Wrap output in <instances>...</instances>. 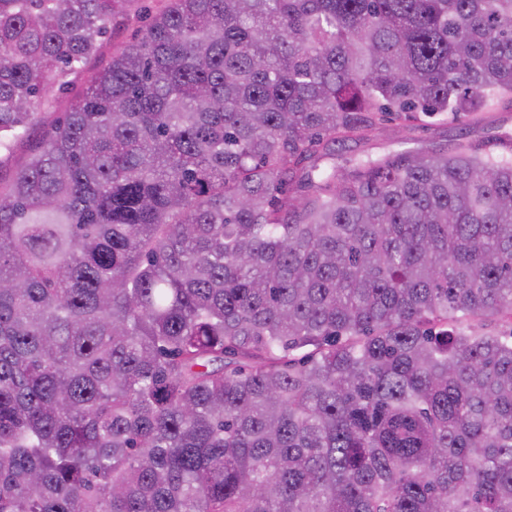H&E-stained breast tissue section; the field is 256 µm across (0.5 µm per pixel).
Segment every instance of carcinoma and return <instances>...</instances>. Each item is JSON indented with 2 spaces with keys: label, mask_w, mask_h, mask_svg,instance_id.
<instances>
[{
  "label": "carcinoma",
  "mask_w": 512,
  "mask_h": 512,
  "mask_svg": "<svg viewBox=\"0 0 512 512\" xmlns=\"http://www.w3.org/2000/svg\"><path fill=\"white\" fill-rule=\"evenodd\" d=\"M132 2L0 0V160ZM505 98L512 0H169L0 182V512H512V154L319 167Z\"/></svg>",
  "instance_id": "obj_1"
}]
</instances>
